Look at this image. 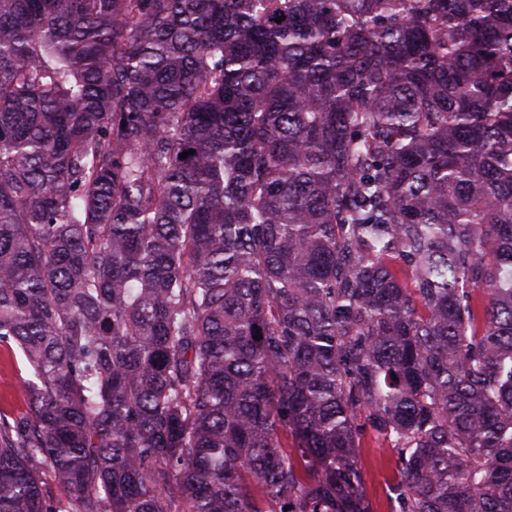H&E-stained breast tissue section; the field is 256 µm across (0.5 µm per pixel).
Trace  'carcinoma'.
Masks as SVG:
<instances>
[{
  "label": "carcinoma",
  "instance_id": "cac0c4a2",
  "mask_svg": "<svg viewBox=\"0 0 512 512\" xmlns=\"http://www.w3.org/2000/svg\"><path fill=\"white\" fill-rule=\"evenodd\" d=\"M8 340L0 512H512V0H0ZM24 379H34V375L18 346L13 342L0 345V412L10 421L24 410ZM380 448H388L386 442L367 430L361 436L357 459L364 473L366 494L373 512H390L396 474L395 461Z\"/></svg>",
  "mask_w": 512,
  "mask_h": 512
}]
</instances>
